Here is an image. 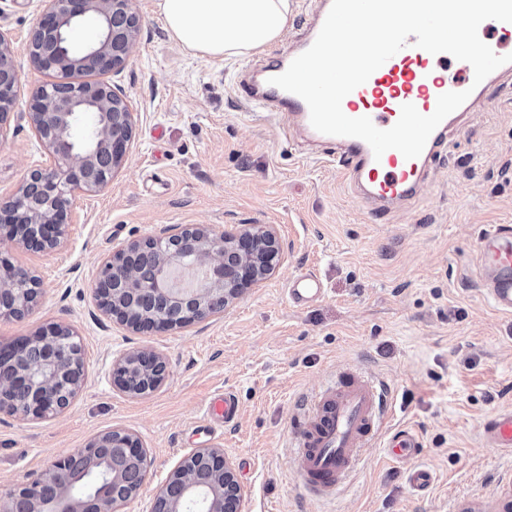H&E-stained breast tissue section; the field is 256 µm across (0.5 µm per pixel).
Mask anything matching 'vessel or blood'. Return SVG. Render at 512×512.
I'll return each instance as SVG.
<instances>
[{"instance_id": "vessel-or-blood-1", "label": "vessel or blood", "mask_w": 512, "mask_h": 512, "mask_svg": "<svg viewBox=\"0 0 512 512\" xmlns=\"http://www.w3.org/2000/svg\"><path fill=\"white\" fill-rule=\"evenodd\" d=\"M332 0H318L311 14L305 37L272 59L239 88L249 104L277 119L280 135L292 140L304 135L319 145L338 148L336 164L353 195L369 213L382 215L410 202L421 190L429 167L444 145L448 132L480 103L490 85L512 73L507 63L482 83H475L472 66L463 75L448 72L450 54L437 55L416 47L415 36L367 80L342 101L348 117H369L380 129L392 127L401 107L413 104L424 115L432 114L438 97L449 91H469V98L447 116L429 137L421 155L405 159L395 149L374 157L361 139L319 133L310 123L307 104L297 95L271 85V77L283 73L292 60L315 41ZM478 276L485 295L498 311L512 313V225L496 224L476 242ZM326 288L314 273L307 272L288 284V298L302 307L324 298ZM388 393L380 382L353 370H343L336 380L314 394L298 422L295 440V466L309 490L320 496L333 495L343 479L355 468L362 449L385 428ZM488 442L499 448H512V411L497 414L484 427ZM390 452L401 459L416 455L420 443L407 430L394 432L387 442Z\"/></svg>"}]
</instances>
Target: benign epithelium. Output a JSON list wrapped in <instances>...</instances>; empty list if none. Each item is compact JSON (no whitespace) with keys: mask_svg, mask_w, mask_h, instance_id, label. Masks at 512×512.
I'll list each match as a JSON object with an SVG mask.
<instances>
[{"mask_svg":"<svg viewBox=\"0 0 512 512\" xmlns=\"http://www.w3.org/2000/svg\"><path fill=\"white\" fill-rule=\"evenodd\" d=\"M98 19L99 35L83 54L71 51L78 20ZM131 0H50L49 11L33 31L29 56L40 69L60 79L32 96L29 123L54 159L53 166L31 171L17 193L0 204V319H21L37 302L41 282L15 267L8 248L57 250L65 238L77 191L107 185L132 138V113L126 101L100 83L72 86L69 72L105 71L121 66L135 38ZM19 82L11 45L0 37V126L16 105ZM96 112L94 144L73 140L75 111ZM179 245L149 259L145 242L132 241L102 261L94 290L99 308L140 331L172 330L220 311L244 289L270 274L281 260L275 233L266 227L237 234L216 233L197 225L172 235ZM167 363L152 350L120 355L112 364V386L142 395L165 379ZM83 383V349L73 330L53 326L29 338L0 343V413L18 420L65 411ZM151 458L141 439L127 430L100 434L80 451L54 461L18 490L0 496V512H118L144 485ZM129 487L122 497L112 485ZM165 507L152 512H242V492L224 451L202 448L177 467L162 488Z\"/></svg>","mask_w":512,"mask_h":512,"instance_id":"benign-epithelium-1","label":"benign epithelium"}]
</instances>
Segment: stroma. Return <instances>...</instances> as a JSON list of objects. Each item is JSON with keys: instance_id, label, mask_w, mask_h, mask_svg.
<instances>
[{"instance_id": "1", "label": "stroma", "mask_w": 512, "mask_h": 512, "mask_svg": "<svg viewBox=\"0 0 512 512\" xmlns=\"http://www.w3.org/2000/svg\"><path fill=\"white\" fill-rule=\"evenodd\" d=\"M48 8L47 0H0V35L19 75L16 106L0 127V201L53 163L26 115L32 95L56 79L28 53ZM131 9L137 33L124 64L86 77L129 106L126 159L105 187L76 192L63 247L11 250L13 264L40 279L42 296L25 318L0 320V343L68 327L83 343L85 380L61 414H0V493L122 429L152 459L122 512H150L172 471L200 448L223 450L245 512H506L512 449L487 443L483 428L512 410V314L486 299L475 246L491 226L512 225V79L491 87L485 107L449 137L419 198L373 217L335 164L284 141L274 118L241 96L237 72L263 54L200 60L169 37L155 0H132ZM189 225L219 233L270 226L280 264L223 311L181 328L135 331L104 315L93 290L101 262L131 241ZM301 272L327 288L305 308L287 295ZM139 349L163 354L167 376L131 396L113 388L111 368ZM348 366L386 386L391 429L415 432L421 453L393 458L379 437L324 500L297 476L295 415ZM222 392L239 412L208 425L207 404ZM417 464L433 474L422 491L407 480Z\"/></svg>"}]
</instances>
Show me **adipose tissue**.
Listing matches in <instances>:
<instances>
[{"label":"adipose tissue","mask_w":512,"mask_h":512,"mask_svg":"<svg viewBox=\"0 0 512 512\" xmlns=\"http://www.w3.org/2000/svg\"><path fill=\"white\" fill-rule=\"evenodd\" d=\"M169 36L203 60L259 53L288 25L291 0H157Z\"/></svg>","instance_id":"ef3b65f1"}]
</instances>
